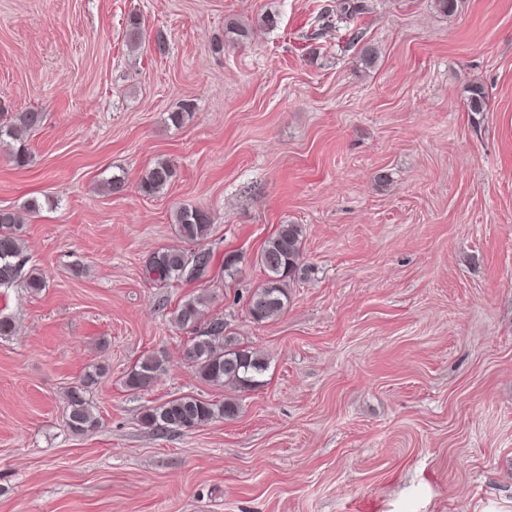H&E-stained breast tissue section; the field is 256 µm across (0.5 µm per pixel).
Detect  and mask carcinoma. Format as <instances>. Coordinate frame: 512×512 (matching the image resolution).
Masks as SVG:
<instances>
[{
  "instance_id": "carcinoma-1",
  "label": "carcinoma",
  "mask_w": 512,
  "mask_h": 512,
  "mask_svg": "<svg viewBox=\"0 0 512 512\" xmlns=\"http://www.w3.org/2000/svg\"><path fill=\"white\" fill-rule=\"evenodd\" d=\"M485 89L474 84L467 90L466 107L477 114L487 110ZM19 123L0 126V137L6 136L21 145L12 154L19 165L27 164L28 151L23 145L22 132L38 127L42 113L29 111L18 115ZM176 170L167 160L151 165L140 181V191L155 195L164 191L173 181ZM179 237L187 243H199L208 238L212 226L210 213L196 206H182L175 213ZM304 228L300 224H282L268 238L256 261L263 268L266 280L248 297L247 311L253 322H267L287 308L290 301V284L305 271L302 243ZM23 222L15 210L0 209V288H9L22 276ZM212 260L211 252H187L180 248H161L150 258L146 272L150 280L166 286L174 281H193L205 277ZM204 299L192 297L183 301L173 311L176 326L192 334L185 348L184 358L194 372L212 384H229L239 390L254 389L262 384L268 370V360L260 351L243 345L227 332V325L220 319L202 328L193 325L201 322ZM166 356L153 353L143 358L130 370L125 386L131 391L151 387L166 370ZM101 369L87 373L82 388L71 392L68 401L67 426L75 434H84L99 427V420L84 396L86 389L98 381ZM234 400L211 403L193 395H183L162 404L145 408L140 416L142 425L157 432H192L209 422L221 418L231 419L238 414Z\"/></svg>"
}]
</instances>
